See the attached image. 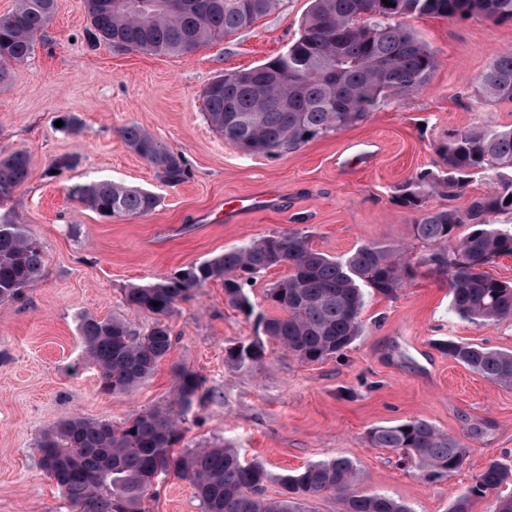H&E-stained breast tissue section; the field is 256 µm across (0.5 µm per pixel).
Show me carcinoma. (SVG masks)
Masks as SVG:
<instances>
[{
    "label": "carcinoma",
    "mask_w": 512,
    "mask_h": 512,
    "mask_svg": "<svg viewBox=\"0 0 512 512\" xmlns=\"http://www.w3.org/2000/svg\"><path fill=\"white\" fill-rule=\"evenodd\" d=\"M100 0H84L89 44L123 52L190 55L271 14L281 0H140L141 9L104 10ZM311 0L301 35L287 50L253 68L216 77L204 92L207 120L224 140L250 152L290 150L362 120L391 96L422 90L438 65L436 54L399 19L434 16L448 20L479 17L512 23V0ZM56 0H18L0 17V86L12 79L13 66L27 59L37 37L49 27ZM483 102L512 100V53L495 56L477 80ZM127 146L172 186L187 168L182 155L156 141L138 125L121 130ZM438 154L442 167L423 170L397 188L408 208L423 205L426 189L442 187L448 197L462 194L479 174L495 177L496 187L460 210L452 205L427 209L413 225L414 235L435 246L416 263L396 245L365 244L343 258L314 250L305 234L266 236L158 281L132 286L126 302L156 315L144 331L121 320L91 314L79 318L88 361L97 367L99 388L123 394L150 377L168 354L172 332L167 318L178 301L211 280L224 281L228 303L243 312L252 306L246 286L268 270L284 266L289 274L268 289L267 299L282 315L263 322L265 336L305 362L335 357L360 335L365 304L363 285L391 297L426 267L444 276L451 310L478 325L512 320V283L484 267L512 255V226L491 216L512 215V126L475 127L448 133ZM31 174L22 152L0 156V202ZM78 200L106 218L143 216L158 198L147 191L109 181L73 190ZM468 232L458 236V229ZM43 249L21 224H0V303L18 299L40 275ZM435 347L449 358L496 384H512V352L455 340ZM240 366L264 357V342L235 347ZM176 409L135 414L122 426L73 416L41 436V467L62 490L73 512H148L144 507L156 475L172 474L191 482L203 512H306V503L324 492L336 494L342 512H410L383 494L355 489L356 466L346 457L312 462L292 473L272 474L263 464L241 459L226 444L176 453L179 421L203 398V379L176 371ZM374 448H390L399 465L438 483L457 471L467 448L423 419L377 426L367 435ZM276 481L281 499L264 496ZM512 485V468L490 460L475 484L459 494L448 512H476L488 493Z\"/></svg>",
    "instance_id": "cac0c4a2"
}]
</instances>
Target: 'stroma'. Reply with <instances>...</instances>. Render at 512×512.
Listing matches in <instances>:
<instances>
[{
    "label": "stroma",
    "mask_w": 512,
    "mask_h": 512,
    "mask_svg": "<svg viewBox=\"0 0 512 512\" xmlns=\"http://www.w3.org/2000/svg\"><path fill=\"white\" fill-rule=\"evenodd\" d=\"M308 7L309 0H282L252 27L176 56L91 47L84 0H57L44 37L14 66L11 86L0 88V152L22 151L31 162L30 178L0 204V223L24 225L44 253L40 277L18 300L0 303V512H69L40 465L42 433L72 416L119 426L134 413L174 407L180 368L203 378L204 398L184 417L178 452L227 442L274 476L346 457L358 491L390 496L411 512H448L489 460L512 465V386L434 347L453 339L512 351V320H462L450 309L445 279L424 268L395 296L365 288L361 335L321 362L302 361L269 339L257 365L240 367L229 356L261 336L260 319L278 316L266 293L287 276L284 267L248 286L249 314L228 305L219 281L178 301L170 351L127 393L101 392L85 357L82 314L145 330L154 316L127 304V288L264 236L299 231L313 249L339 258L370 243L405 246L413 259L431 253L412 235L419 211L402 207L396 188L438 168L448 132L512 125V101L478 102L475 85L495 55L512 53V24L405 18L438 56L426 88L279 154L226 142L206 119L204 89L218 75L284 52ZM64 115L81 119V135L56 127ZM132 123L182 153L184 182L165 183L126 145L120 131ZM371 141L379 145L374 158L354 157V146ZM61 157L72 166L55 169ZM96 180L148 190L160 204L146 216L103 218L71 194ZM266 188L279 192L278 209L225 223V201ZM414 418L467 446L447 481L428 483L401 468L392 450L369 446L371 428ZM146 506L202 512L192 485L172 475L155 480Z\"/></svg>",
    "instance_id": "1"
}]
</instances>
